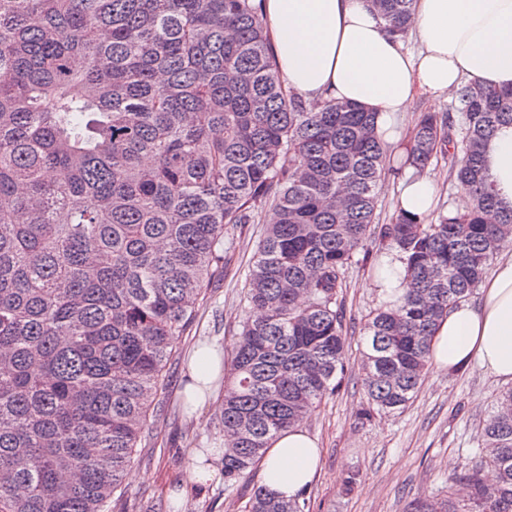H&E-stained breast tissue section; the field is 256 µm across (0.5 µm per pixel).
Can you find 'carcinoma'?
I'll list each match as a JSON object with an SVG mask.
<instances>
[{
    "instance_id": "1",
    "label": "carcinoma",
    "mask_w": 512,
    "mask_h": 512,
    "mask_svg": "<svg viewBox=\"0 0 512 512\" xmlns=\"http://www.w3.org/2000/svg\"><path fill=\"white\" fill-rule=\"evenodd\" d=\"M370 2L412 27L414 0ZM504 124L512 89L465 82L397 162L375 113L286 89L255 0H0V512L117 508L173 348L224 278V238L269 207L243 295L263 315L241 325L221 420L224 484L246 479L342 387L341 288L385 176L442 156L474 198L381 226L404 293L363 331L361 415L404 408L437 323L512 249L484 156ZM475 442L446 494L407 512H512V387ZM310 508L259 485L241 512Z\"/></svg>"
}]
</instances>
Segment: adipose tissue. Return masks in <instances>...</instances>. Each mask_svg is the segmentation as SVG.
I'll return each mask as SVG.
<instances>
[{
    "instance_id": "1",
    "label": "adipose tissue",
    "mask_w": 512,
    "mask_h": 512,
    "mask_svg": "<svg viewBox=\"0 0 512 512\" xmlns=\"http://www.w3.org/2000/svg\"><path fill=\"white\" fill-rule=\"evenodd\" d=\"M271 51L288 90L310 103L348 101L375 113L392 147L394 121L416 100L450 98L465 81L512 88V0H415L409 37L392 33L369 0H258ZM485 167L499 202L512 208V125L498 128ZM430 362L454 372L478 365L512 381V257L496 262L475 302L449 309L430 345ZM183 389L195 407L210 403L224 380V349L196 348ZM319 442L303 426L280 432L258 469L263 486L290 497L320 466Z\"/></svg>"
}]
</instances>
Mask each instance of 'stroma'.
<instances>
[{
  "mask_svg": "<svg viewBox=\"0 0 512 512\" xmlns=\"http://www.w3.org/2000/svg\"><path fill=\"white\" fill-rule=\"evenodd\" d=\"M263 224H241L223 280L212 284L195 320L174 348L167 377L155 398L147 437L137 449L122 485L126 512H234L241 500L223 480L204 487H188L191 468L203 449L224 444L221 418L223 398L190 413L181 390L186 383L190 351L205 343L237 340L249 315L241 300ZM365 248L372 263H352L342 299L346 313L345 379L341 390L327 398L305 419L304 428L318 438L321 470L309 485L312 512H406L423 494L446 491L450 464H461L474 447L480 421L490 408L502 381L470 366L454 374L428 368L413 402L403 411L360 418L366 400L361 359L363 327L381 301L364 290L365 279L380 275L386 254L378 234ZM356 474L351 492L342 481ZM184 492L181 510H174V493Z\"/></svg>",
  "mask_w": 512,
  "mask_h": 512,
  "instance_id": "35a3bbf8",
  "label": "stroma"
}]
</instances>
